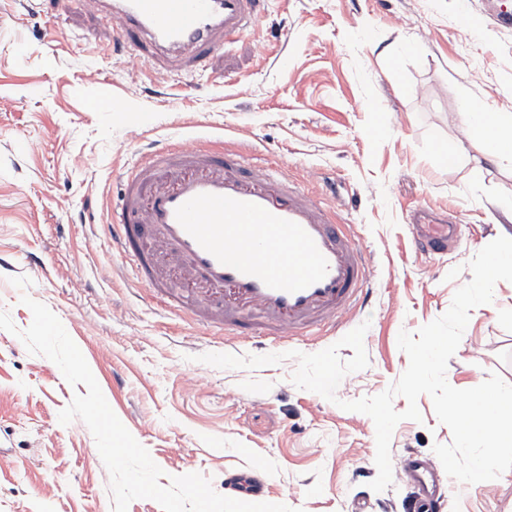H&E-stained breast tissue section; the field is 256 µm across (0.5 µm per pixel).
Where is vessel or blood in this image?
Here are the masks:
<instances>
[{"label":"vessel or blood","mask_w":512,"mask_h":512,"mask_svg":"<svg viewBox=\"0 0 512 512\" xmlns=\"http://www.w3.org/2000/svg\"><path fill=\"white\" fill-rule=\"evenodd\" d=\"M265 0H89L119 42L179 75L211 60L253 29ZM117 208L103 225L138 284L158 290L194 323L241 338L299 336L333 324L367 296L365 251L313 193L278 169L198 141L171 139L127 168ZM423 255L455 243L460 227L429 210L415 216ZM200 285L169 287L170 269ZM402 472L426 489L419 512H445L428 464L408 458Z\"/></svg>","instance_id":"1"}]
</instances>
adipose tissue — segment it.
<instances>
[{
    "mask_svg": "<svg viewBox=\"0 0 512 512\" xmlns=\"http://www.w3.org/2000/svg\"><path fill=\"white\" fill-rule=\"evenodd\" d=\"M470 135L484 146L485 157L499 167H512V113L488 110L471 98L461 102Z\"/></svg>",
    "mask_w": 512,
    "mask_h": 512,
    "instance_id": "obj_1",
    "label": "adipose tissue"
}]
</instances>
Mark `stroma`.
<instances>
[{
	"label": "stroma",
	"mask_w": 512,
	"mask_h": 512,
	"mask_svg": "<svg viewBox=\"0 0 512 512\" xmlns=\"http://www.w3.org/2000/svg\"><path fill=\"white\" fill-rule=\"evenodd\" d=\"M269 0L259 26L207 67L172 76L113 48L108 17L49 0H0V311L32 322L22 295L47 305L85 357L110 407L170 477L197 472L229 495V479L260 474L258 499L297 512H412L403 476L417 456L441 470L434 444L452 441L432 400L422 419L394 429L393 482L377 475L375 427L340 404L395 383L409 360L400 331L442 316L472 278L468 262L512 236V168L490 163L460 116L471 97L512 112V0ZM409 41L400 60L390 46ZM208 135L303 178L371 258L369 294L336 326L272 347L228 341L157 305L100 231L120 178L147 148ZM462 143L445 165L435 149ZM450 217L460 241L416 253L410 218ZM368 324L366 369L348 374L336 401L296 388L293 359L256 369L197 362L319 352ZM499 374L512 384V282L471 310L446 379L458 389ZM84 385L29 354L0 329V512H111L109 474L85 423L60 411ZM43 485L36 497L32 486ZM446 512H512V470L448 494Z\"/></svg>",
	"instance_id": "35a3bbf8"
}]
</instances>
